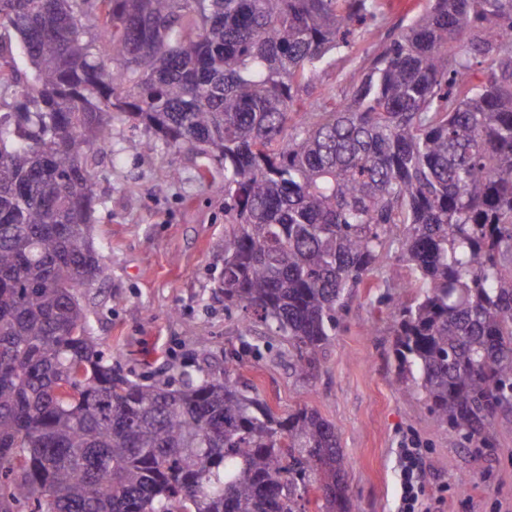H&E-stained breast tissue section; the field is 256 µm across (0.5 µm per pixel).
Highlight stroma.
Returning a JSON list of instances; mask_svg holds the SVG:
<instances>
[{
    "mask_svg": "<svg viewBox=\"0 0 512 512\" xmlns=\"http://www.w3.org/2000/svg\"><path fill=\"white\" fill-rule=\"evenodd\" d=\"M426 3L381 0L376 21L353 48L313 77V95L345 98V72L364 69ZM145 138L143 128L115 123L96 168L101 203L94 233L109 246L112 265L82 299L113 366L150 382L177 381L185 363L217 376L229 367L279 414L300 404L316 410L336 427L353 512H397L400 450L411 438L424 450L425 501L432 512H512V431L498 430L488 448L463 447L438 425L425 400L397 383L384 299L396 295L408 269L354 289L315 376L298 379L279 337L259 352L243 345L238 328L250 313L225 309L217 287L229 229L223 163L185 150L149 153Z\"/></svg>",
    "mask_w": 512,
    "mask_h": 512,
    "instance_id": "1",
    "label": "stroma"
}]
</instances>
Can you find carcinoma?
<instances>
[{
    "label": "carcinoma",
    "instance_id": "obj_1",
    "mask_svg": "<svg viewBox=\"0 0 512 512\" xmlns=\"http://www.w3.org/2000/svg\"><path fill=\"white\" fill-rule=\"evenodd\" d=\"M369 0H0V512H352L336 427L230 370L117 373L79 299L107 275L112 123L224 162V306L313 375L389 259L400 382L467 446L512 429V0H429L328 108L301 95ZM22 50L28 67L16 66ZM488 65L470 80L473 61Z\"/></svg>",
    "mask_w": 512,
    "mask_h": 512
}]
</instances>
